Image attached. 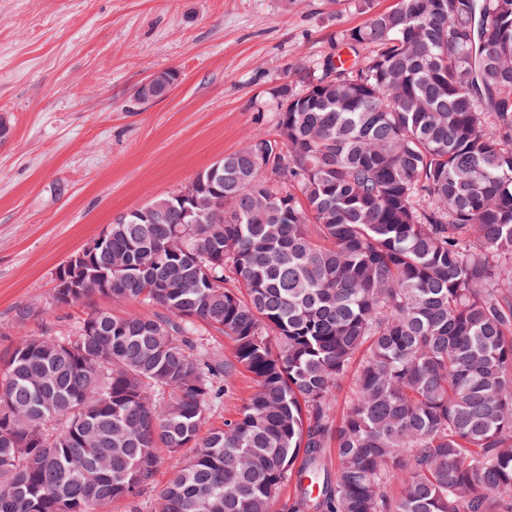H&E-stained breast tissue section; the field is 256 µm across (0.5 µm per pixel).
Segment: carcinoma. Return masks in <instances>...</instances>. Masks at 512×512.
Here are the masks:
<instances>
[{"mask_svg": "<svg viewBox=\"0 0 512 512\" xmlns=\"http://www.w3.org/2000/svg\"><path fill=\"white\" fill-rule=\"evenodd\" d=\"M359 8L351 64L273 90L281 151L255 163L256 132L223 193L193 179L200 223L148 203L66 259L81 287L55 306L157 310L19 337L0 512L135 504L188 447L154 512H274L296 474L288 512H512V0ZM200 323L231 358L199 352ZM241 370L256 390L199 436Z\"/></svg>", "mask_w": 512, "mask_h": 512, "instance_id": "carcinoma-1", "label": "carcinoma"}]
</instances>
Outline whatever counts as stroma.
Masks as SVG:
<instances>
[{"label": "stroma", "instance_id": "obj_1", "mask_svg": "<svg viewBox=\"0 0 512 512\" xmlns=\"http://www.w3.org/2000/svg\"><path fill=\"white\" fill-rule=\"evenodd\" d=\"M364 19L351 0H0V361L39 329L15 327L18 306L52 309L53 336L94 309L131 311L53 307L56 267L253 131L276 136L289 64L316 66ZM171 69L166 97L136 100ZM163 72L153 73L140 83L136 89L137 100L150 102L158 98V90L168 85Z\"/></svg>", "mask_w": 512, "mask_h": 512}]
</instances>
